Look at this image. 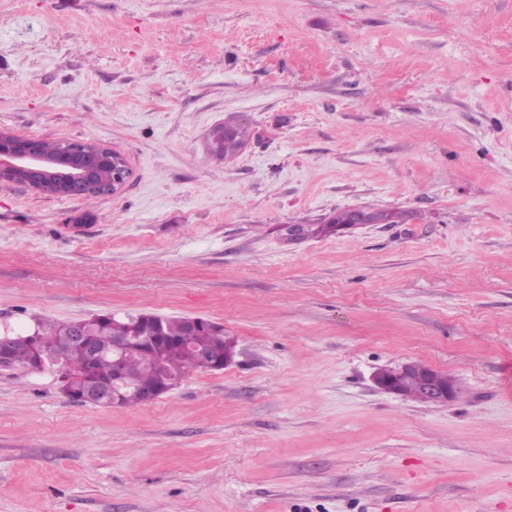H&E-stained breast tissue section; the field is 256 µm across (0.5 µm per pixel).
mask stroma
I'll use <instances>...</instances> for the list:
<instances>
[{
	"label": "stroma",
	"instance_id": "stroma-1",
	"mask_svg": "<svg viewBox=\"0 0 512 512\" xmlns=\"http://www.w3.org/2000/svg\"><path fill=\"white\" fill-rule=\"evenodd\" d=\"M1 130L131 175L0 182V331L202 317L235 356L109 408L0 370V512H512V0H0ZM343 210L400 218L283 230ZM410 361L456 398L374 386Z\"/></svg>",
	"mask_w": 512,
	"mask_h": 512
}]
</instances>
